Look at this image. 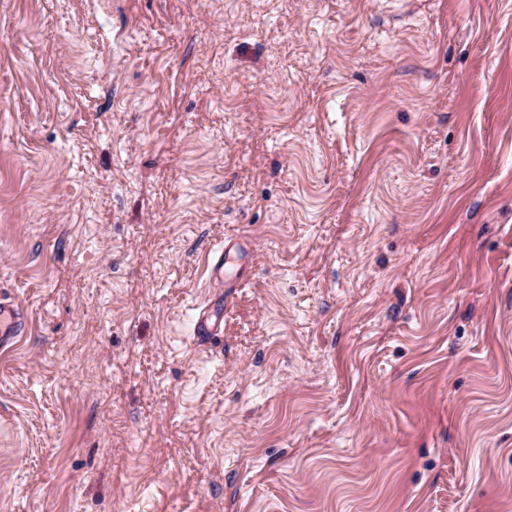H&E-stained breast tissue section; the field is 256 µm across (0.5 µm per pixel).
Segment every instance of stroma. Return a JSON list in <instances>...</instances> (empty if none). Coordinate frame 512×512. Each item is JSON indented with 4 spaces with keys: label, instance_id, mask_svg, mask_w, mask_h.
<instances>
[{
    "label": "stroma",
    "instance_id": "1",
    "mask_svg": "<svg viewBox=\"0 0 512 512\" xmlns=\"http://www.w3.org/2000/svg\"><path fill=\"white\" fill-rule=\"evenodd\" d=\"M0 300V512H512V0H0ZM223 312L224 300L213 304L210 308H203L200 311L196 322V335L203 339H208L210 336L216 335L220 325V322L218 321L220 320ZM24 320L18 309L0 302V347L11 345L20 335Z\"/></svg>",
    "mask_w": 512,
    "mask_h": 512
}]
</instances>
